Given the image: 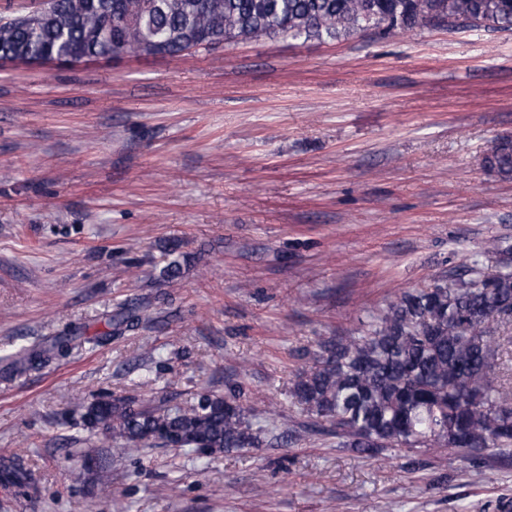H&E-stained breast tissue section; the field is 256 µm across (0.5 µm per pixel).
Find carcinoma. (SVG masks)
<instances>
[{
  "label": "carcinoma",
  "instance_id": "carcinoma-1",
  "mask_svg": "<svg viewBox=\"0 0 512 512\" xmlns=\"http://www.w3.org/2000/svg\"><path fill=\"white\" fill-rule=\"evenodd\" d=\"M426 23L450 29L512 30V0H53L52 8L0 24V55L31 61L132 52L129 37L148 55H179L261 36L335 40L374 28L394 35ZM485 167L512 177V135L497 137ZM488 274L474 263L466 276L439 278L401 292L361 336L330 337L318 345L312 366L289 389L313 421L304 432L336 437L370 459L396 449L406 468L422 467L430 450L467 460L472 476L484 474V454L512 450V389L499 362L512 345V249L497 242ZM139 320L121 305L109 331L92 337L73 329L49 347L16 355L11 368L47 365L75 346L101 345ZM85 425L138 446L175 445L207 453L258 448L234 387L224 395L199 396L184 409L150 408L133 398L78 400ZM0 482L28 487L31 473L15 461L0 464Z\"/></svg>",
  "mask_w": 512,
  "mask_h": 512
}]
</instances>
